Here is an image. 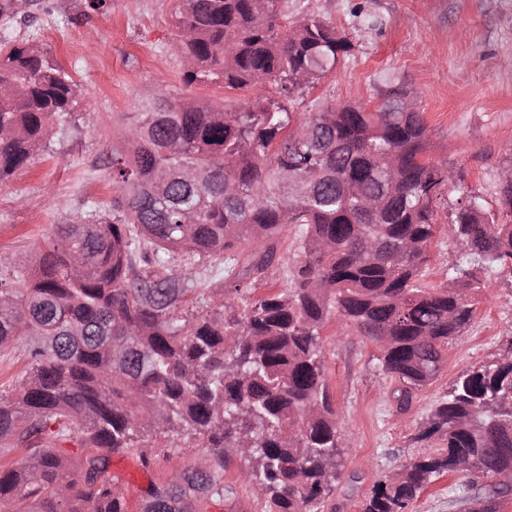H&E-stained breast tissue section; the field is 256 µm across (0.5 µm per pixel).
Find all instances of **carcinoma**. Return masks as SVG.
Segmentation results:
<instances>
[{"label":"carcinoma","mask_w":512,"mask_h":512,"mask_svg":"<svg viewBox=\"0 0 512 512\" xmlns=\"http://www.w3.org/2000/svg\"><path fill=\"white\" fill-rule=\"evenodd\" d=\"M183 84L259 82L289 101L350 53L316 16L286 22L282 0H174ZM294 112L277 100L238 108L161 88L135 112L108 179L115 195L0 275V353L30 341L26 379L0 394V512H126L112 455L192 440L201 465L154 484L143 512H209L224 502V450L254 461L244 477L265 512H325L341 433L327 391L321 329L336 312L378 344L383 370L412 390L439 372L448 340L484 287L452 267L421 284L434 206L453 179L425 158L426 124L399 96ZM78 99L71 75L36 43L0 53V183L44 150ZM502 211L460 200L448 237L483 269L512 276V184ZM302 228L288 254L284 232ZM224 262L221 287L179 268ZM289 286L253 293L279 276ZM240 300L242 305L234 307ZM446 441L376 487L362 512H406L451 471L512 478V342L452 384L422 439ZM82 449L78 459L67 445Z\"/></svg>","instance_id":"obj_1"}]
</instances>
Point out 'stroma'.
Returning a JSON list of instances; mask_svg holds the SVG:
<instances>
[{
  "mask_svg": "<svg viewBox=\"0 0 512 512\" xmlns=\"http://www.w3.org/2000/svg\"><path fill=\"white\" fill-rule=\"evenodd\" d=\"M288 19L314 14L345 34L351 54L293 103L298 112L351 104L374 110L384 90L405 86L427 125L429 158L455 177L437 202L436 222L446 225L458 200L471 198L485 212L501 208L502 182L512 170V0H287ZM171 0H110L105 12L87 0H0V46L36 41L48 48L83 90L68 123L48 147L0 183V272L34 255L64 224L89 206L112 198L107 180L130 113L159 88L189 92L228 107L276 95L273 85L243 89L184 87L183 59L170 18ZM463 247L437 234L423 283L438 288L448 270L465 260ZM473 322L452 337L438 376L416 390L409 411L398 412L399 382L381 367V352L330 315L322 332L329 393L345 449L330 482L332 512H362L375 484L401 471L442 442L424 441L433 406L458 375L490 363L512 338V279L483 272ZM200 448H156L143 467L137 453L113 456L112 481L129 512L151 484L198 463ZM244 455L224 456L230 491L211 512H264L265 500L243 474ZM490 488L493 478L445 473L419 493L412 512H472L465 486Z\"/></svg>",
  "mask_w": 512,
  "mask_h": 512,
  "instance_id": "obj_1",
  "label": "stroma"
}]
</instances>
